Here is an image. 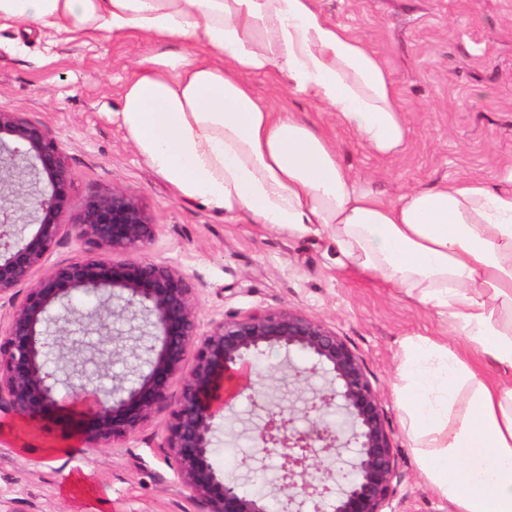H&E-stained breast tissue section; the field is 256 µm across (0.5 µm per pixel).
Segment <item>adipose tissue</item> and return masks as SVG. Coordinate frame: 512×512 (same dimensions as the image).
<instances>
[{
    "instance_id": "adipose-tissue-1",
    "label": "adipose tissue",
    "mask_w": 512,
    "mask_h": 512,
    "mask_svg": "<svg viewBox=\"0 0 512 512\" xmlns=\"http://www.w3.org/2000/svg\"><path fill=\"white\" fill-rule=\"evenodd\" d=\"M0 20L182 44L143 57L124 86L116 117L138 153L180 199L334 239L342 265L446 319L448 338L405 343L395 403L454 512H512V191L465 178L382 198L331 138L246 81L277 74L364 147L395 154L397 91L362 39L316 0H0Z\"/></svg>"
}]
</instances>
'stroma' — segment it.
Returning <instances> with one entry per match:
<instances>
[{"mask_svg":"<svg viewBox=\"0 0 512 512\" xmlns=\"http://www.w3.org/2000/svg\"><path fill=\"white\" fill-rule=\"evenodd\" d=\"M332 22L377 53L395 84L408 136L380 157L313 102L273 76L248 82L274 111L292 110L338 145L350 174L391 195L475 177L512 191V0H318ZM145 41L70 37L0 21V110L42 124L64 147L71 205L114 188L144 204L157 236L142 257L175 266L197 296V322L290 310L326 323L362 360L396 456L386 512H452L415 463L393 397L403 344L438 336L443 320L404 293L359 278L325 237L287 236L250 217L225 218L174 188L113 121ZM169 409L131 437L92 448L83 422L61 414L36 425L0 416V512H201L166 460ZM258 418L247 396L216 417L210 463L244 494L274 492L280 458L249 440Z\"/></svg>","mask_w":512,"mask_h":512,"instance_id":"obj_1","label":"stroma"}]
</instances>
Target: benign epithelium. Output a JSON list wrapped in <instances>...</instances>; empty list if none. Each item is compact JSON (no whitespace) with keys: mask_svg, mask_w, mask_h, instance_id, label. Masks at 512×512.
<instances>
[{"mask_svg":"<svg viewBox=\"0 0 512 512\" xmlns=\"http://www.w3.org/2000/svg\"><path fill=\"white\" fill-rule=\"evenodd\" d=\"M70 207L63 146L43 125L0 111V301L10 306L0 328V414L36 421L44 411H71L90 423L85 442L114 441L135 434L167 405L170 384L178 380L165 448L183 487L204 512H273L281 493L286 495L282 512H301L296 496L288 494L296 488L315 512H383L396 475L391 432L363 363L341 337L322 322L286 310L214 320L201 333L196 294L182 272L166 263L114 260L147 249L155 239L157 225L138 198L114 188L85 201L75 222L66 224ZM21 221L34 226L32 234L15 231ZM68 237L84 245L83 254L47 265L53 247ZM77 294L99 299V307L77 311ZM118 323L129 325L134 344L120 343ZM72 324L99 337L88 345L97 354L127 352L148 371L139 372L129 387L74 385L64 402L47 363L51 355L61 360L81 353L69 342ZM274 347L311 362L294 374L308 384L294 390L308 426L293 427L292 405L287 415L268 408L266 394L252 381L237 391L249 392L265 411L250 429L255 447L283 459L278 492L247 497L209 463L216 400L227 375L252 370L253 361ZM334 413L343 423L328 422ZM352 443L354 458L344 482L334 486L325 461Z\"/></svg>","mask_w":512,"mask_h":512,"instance_id":"1","label":"benign epithelium"}]
</instances>
